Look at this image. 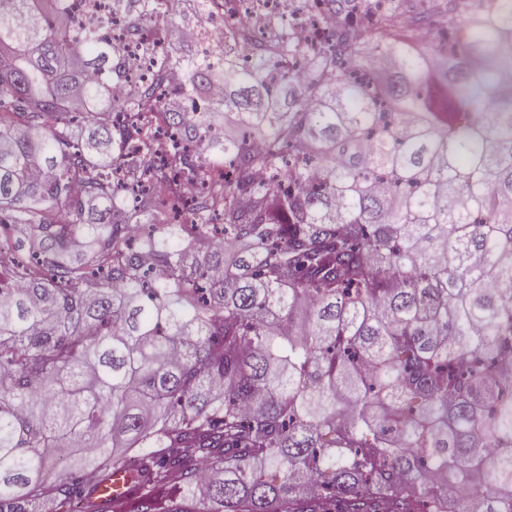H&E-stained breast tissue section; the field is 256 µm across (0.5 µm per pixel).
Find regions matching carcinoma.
I'll return each instance as SVG.
<instances>
[{
	"mask_svg": "<svg viewBox=\"0 0 512 512\" xmlns=\"http://www.w3.org/2000/svg\"><path fill=\"white\" fill-rule=\"evenodd\" d=\"M492 8L436 66L389 11L381 83L356 28L309 54L283 23L116 99L121 42L0 0V512H512V0ZM131 224L164 232L134 247ZM427 464L441 493L403 494ZM115 469L132 494L102 499Z\"/></svg>",
	"mask_w": 512,
	"mask_h": 512,
	"instance_id": "carcinoma-1",
	"label": "carcinoma"
}]
</instances>
